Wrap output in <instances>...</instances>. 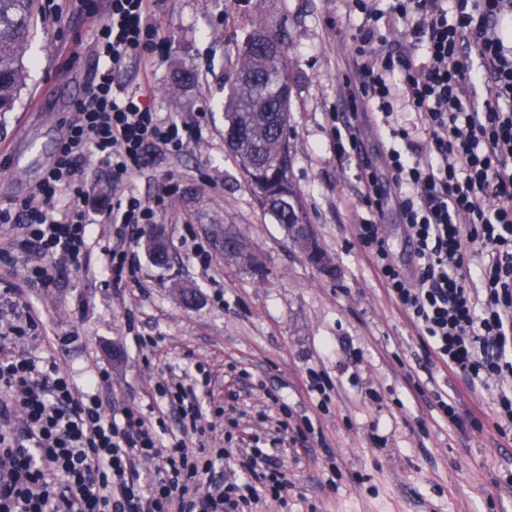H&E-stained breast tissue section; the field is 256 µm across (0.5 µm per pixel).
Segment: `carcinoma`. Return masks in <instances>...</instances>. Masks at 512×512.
Segmentation results:
<instances>
[{
  "mask_svg": "<svg viewBox=\"0 0 512 512\" xmlns=\"http://www.w3.org/2000/svg\"><path fill=\"white\" fill-rule=\"evenodd\" d=\"M36 0H0V115L13 110L26 81V47L35 28ZM291 92L282 26L265 19L237 50L231 89L224 102V137L261 209L305 251L297 226L299 195L288 177ZM224 255L260 268L242 237L217 235Z\"/></svg>",
  "mask_w": 512,
  "mask_h": 512,
  "instance_id": "carcinoma-1",
  "label": "carcinoma"
}]
</instances>
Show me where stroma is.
<instances>
[{"instance_id": "stroma-1", "label": "stroma", "mask_w": 512, "mask_h": 512, "mask_svg": "<svg viewBox=\"0 0 512 512\" xmlns=\"http://www.w3.org/2000/svg\"><path fill=\"white\" fill-rule=\"evenodd\" d=\"M40 3L25 55L27 86L14 110L0 116V207L28 195L54 162L73 106L94 81V23L109 11V0ZM154 12L161 30L153 60L128 63L123 91L146 95L162 117L202 128L179 155L158 157L130 179L155 204L144 234L166 240L168 261L156 265L141 251L139 282L113 287L99 265L112 222V168L90 156L84 180L95 222L94 273L81 276L63 261L54 287H25L28 256L0 236V326L24 305L39 310L41 334L21 348L55 357L81 382L108 369L110 384L98 396L116 415L150 412L155 386L170 373L207 376L202 441L209 448L227 447L224 417L232 405L248 436L265 437L284 409L291 421L310 420L314 432L306 439L280 435L277 457L292 483L287 504L267 501L256 512H512V440L491 424L496 383L472 390L427 361L353 233L359 171L337 158L326 126L328 113L349 107L344 85L361 79L352 49L361 17L347 16L342 0H157ZM281 17L291 87L289 177L330 260L327 272L262 212L224 140L237 48L258 20ZM179 68L193 70L196 81L176 90ZM359 128L384 190L382 229L394 259L408 264L385 160L388 131L370 109L360 113ZM227 227L245 237L263 274L216 246L215 230ZM189 233L210 252L209 270L184 244ZM181 286L195 290L193 304L182 303ZM314 373L328 377L325 395L310 392ZM271 390L279 403L268 399ZM440 393L481 410L483 430L449 426L433 408Z\"/></svg>"}]
</instances>
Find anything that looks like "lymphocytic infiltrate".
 <instances>
[{
	"label": "lymphocytic infiltrate",
	"mask_w": 512,
	"mask_h": 512,
	"mask_svg": "<svg viewBox=\"0 0 512 512\" xmlns=\"http://www.w3.org/2000/svg\"><path fill=\"white\" fill-rule=\"evenodd\" d=\"M386 13L402 41L376 27L360 29L354 52L362 79L348 88V111L329 113L338 158L357 159L368 216L354 215V235L389 298L417 329L427 360L467 384L512 382V0H387ZM154 0H111L97 25L92 52L101 61L90 91L74 106L53 165L12 207L0 208V227L21 249L41 255L25 282L48 288L57 263L91 270L93 221L82 205L80 179L89 155L112 167V237L104 251L113 287L137 280L140 258L132 243L152 223L154 209L136 195L129 175L161 152L176 154L197 127L153 112L144 96L120 94L119 77L131 59L149 61L159 27ZM480 58L472 69L466 54ZM423 49L414 60L411 47ZM483 87L482 104L474 89ZM415 119H394L395 104ZM375 105L396 144L386 152L391 184L407 235L412 266L392 259L381 229L382 189L363 157L359 105ZM69 196L68 206L55 202ZM477 273L479 287L468 284ZM110 375L101 369L76 384L55 358L0 345V512H240L261 494L285 501L288 476L256 448H213L196 455L191 437L202 430L194 387L175 380L157 393L177 415L164 418L127 409L106 412L97 395ZM233 460L236 469L217 476ZM155 477L144 480L142 464Z\"/></svg>",
	"instance_id": "lymphocytic-infiltrate-1"
}]
</instances>
